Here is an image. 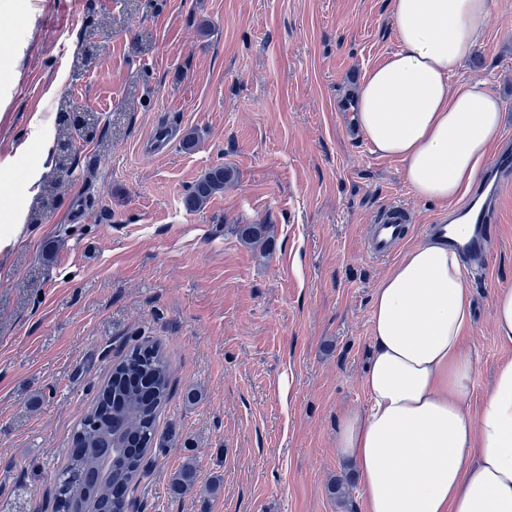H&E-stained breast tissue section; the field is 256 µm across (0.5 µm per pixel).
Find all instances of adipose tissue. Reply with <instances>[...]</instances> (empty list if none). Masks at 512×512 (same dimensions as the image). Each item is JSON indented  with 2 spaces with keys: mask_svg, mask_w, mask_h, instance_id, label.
I'll list each match as a JSON object with an SVG mask.
<instances>
[{
  "mask_svg": "<svg viewBox=\"0 0 512 512\" xmlns=\"http://www.w3.org/2000/svg\"><path fill=\"white\" fill-rule=\"evenodd\" d=\"M499 5L390 0L400 46L359 85L354 121L419 198L462 199L501 133L493 94L449 84ZM472 322L467 266L438 238L408 249L374 289L368 403L345 410L336 433L367 512H512V360L474 408Z\"/></svg>",
  "mask_w": 512,
  "mask_h": 512,
  "instance_id": "adipose-tissue-1",
  "label": "adipose tissue"
}]
</instances>
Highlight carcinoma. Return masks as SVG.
Wrapping results in <instances>:
<instances>
[{"label":"carcinoma","instance_id":"cac0c4a2","mask_svg":"<svg viewBox=\"0 0 512 512\" xmlns=\"http://www.w3.org/2000/svg\"><path fill=\"white\" fill-rule=\"evenodd\" d=\"M234 179L229 167L209 169L185 195L184 208L201 209ZM233 229L252 246L263 247L271 238L268 224H236ZM172 395L169 361L159 344L137 345L113 364L95 405L73 431L56 486L55 512H123L126 493L151 474L157 420ZM196 474L195 462H185L172 474V488L190 490Z\"/></svg>","mask_w":512,"mask_h":512}]
</instances>
